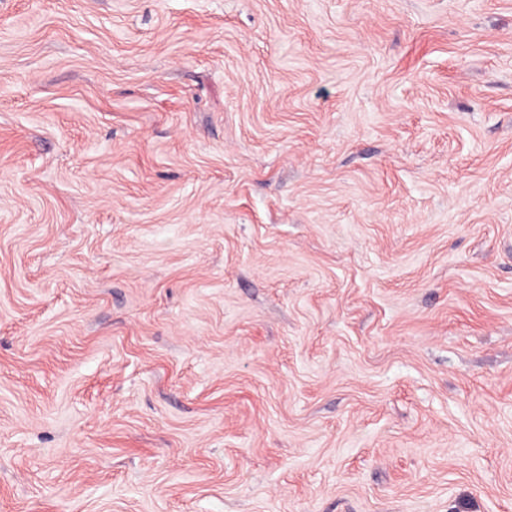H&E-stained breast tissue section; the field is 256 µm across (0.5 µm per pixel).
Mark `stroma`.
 Returning a JSON list of instances; mask_svg holds the SVG:
<instances>
[{"label": "stroma", "mask_w": 512, "mask_h": 512, "mask_svg": "<svg viewBox=\"0 0 512 512\" xmlns=\"http://www.w3.org/2000/svg\"><path fill=\"white\" fill-rule=\"evenodd\" d=\"M0 512H512V0H0Z\"/></svg>", "instance_id": "obj_1"}]
</instances>
